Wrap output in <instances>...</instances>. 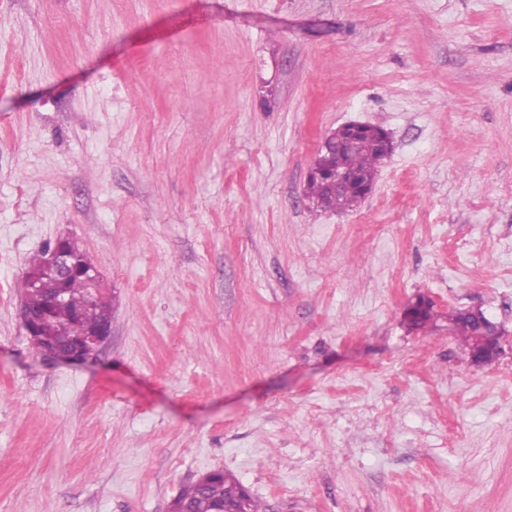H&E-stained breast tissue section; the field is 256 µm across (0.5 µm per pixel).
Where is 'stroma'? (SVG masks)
<instances>
[{
  "label": "stroma",
  "mask_w": 512,
  "mask_h": 512,
  "mask_svg": "<svg viewBox=\"0 0 512 512\" xmlns=\"http://www.w3.org/2000/svg\"><path fill=\"white\" fill-rule=\"evenodd\" d=\"M350 121L394 151L315 210ZM62 235L113 306L84 364L19 320ZM218 469L266 512H512V0H0V512ZM305 194L316 208L325 211L353 209L364 198V193L356 183H348L342 189H336L326 178L316 176L307 180ZM452 321L455 332L462 338V342L469 349L470 354H478L499 346L497 337H495L498 332L495 330L491 334L492 336H484L478 320L465 311L455 314Z\"/></svg>",
  "instance_id": "obj_1"
}]
</instances>
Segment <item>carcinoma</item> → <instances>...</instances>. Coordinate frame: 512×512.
I'll use <instances>...</instances> for the list:
<instances>
[{"mask_svg":"<svg viewBox=\"0 0 512 512\" xmlns=\"http://www.w3.org/2000/svg\"><path fill=\"white\" fill-rule=\"evenodd\" d=\"M382 163V147L373 129L363 132L354 148L338 150L328 155L318 150L314 165L323 168L333 166L340 171L359 174L363 181L375 182L379 165ZM306 197L312 204L325 211H345L356 207L364 198L360 186L348 183L337 189L322 177L312 176L306 182ZM68 246L76 260L78 273L66 284V301L59 305H49L44 292L37 288L33 276L43 272L44 253L29 260L27 271L21 283V290L27 306L43 316V332L50 341L59 347L68 345L83 335L87 328L112 319L113 308L105 296L93 300L89 297L81 278V271L93 269L95 265L87 253L82 251L74 240ZM414 316L411 323L423 327L432 318L431 303L419 298L410 306ZM455 332L462 338L470 353L478 354L499 346L497 337L485 336L478 320L470 314L459 312L452 318ZM176 500L183 504L206 507V512L218 508L241 509L243 512H263L261 504L234 477V475L216 470L208 473L182 489Z\"/></svg>","mask_w":512,"mask_h":512,"instance_id":"1","label":"carcinoma"}]
</instances>
